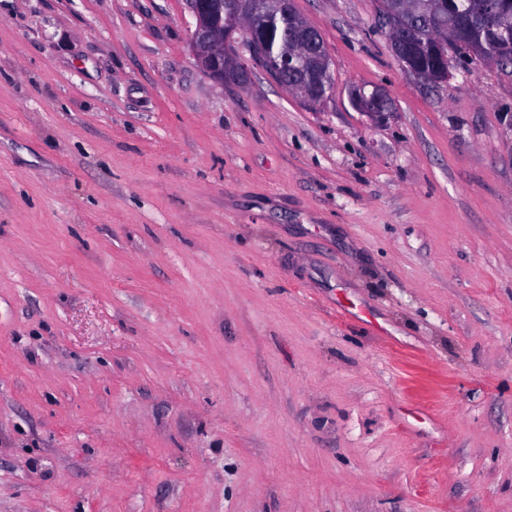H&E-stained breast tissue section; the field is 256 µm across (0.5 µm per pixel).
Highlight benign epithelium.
I'll return each mask as SVG.
<instances>
[{
	"mask_svg": "<svg viewBox=\"0 0 512 512\" xmlns=\"http://www.w3.org/2000/svg\"><path fill=\"white\" fill-rule=\"evenodd\" d=\"M442 0H389L382 19L394 56L412 74L428 84L448 82L450 58L500 61L479 42L465 38L464 29L446 21L440 13ZM196 20L190 48L199 69L219 84L242 83L248 68L235 53L234 34L254 17L270 19L285 15L294 28V39L279 53L273 77L292 95L308 104L323 101L331 88L330 62L315 29L292 9L291 0H188ZM478 13L504 33L512 35V12L497 0H479ZM429 46L433 64L425 70L413 62L418 49ZM351 103L372 119L392 111L388 95L380 88L367 93L355 89Z\"/></svg>",
	"mask_w": 512,
	"mask_h": 512,
	"instance_id": "1",
	"label": "benign epithelium"
}]
</instances>
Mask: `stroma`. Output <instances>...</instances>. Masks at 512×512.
Here are the masks:
<instances>
[{
	"label": "stroma",
	"mask_w": 512,
	"mask_h": 512,
	"mask_svg": "<svg viewBox=\"0 0 512 512\" xmlns=\"http://www.w3.org/2000/svg\"><path fill=\"white\" fill-rule=\"evenodd\" d=\"M293 6L318 105L186 0H0V512H512V65ZM187 4L196 20L190 40L192 55L199 69L222 85L241 84L248 77L247 66L232 46L234 34L254 17L266 20L288 16L295 36L279 53L272 76L288 93L305 103L323 101L325 90L332 85L326 48L316 29L293 11L291 0H188ZM288 19L257 24L256 34L267 43L274 57L291 37ZM351 103L358 111L376 120L392 112V103L380 88H374L368 94L364 89H354L351 93Z\"/></svg>",
	"instance_id": "obj_1"
}]
</instances>
